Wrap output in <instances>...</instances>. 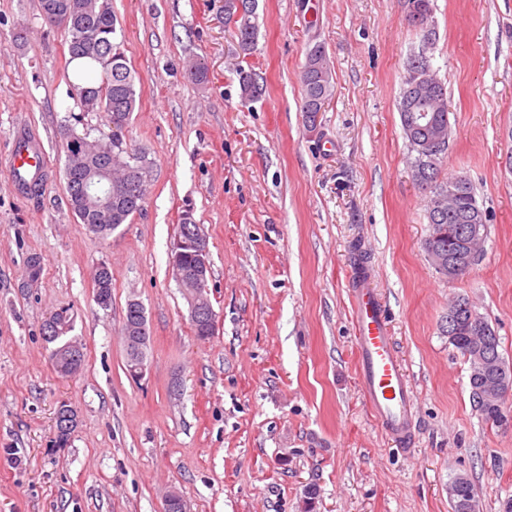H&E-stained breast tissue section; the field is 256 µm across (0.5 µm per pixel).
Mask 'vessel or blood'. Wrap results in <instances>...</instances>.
<instances>
[{
	"mask_svg": "<svg viewBox=\"0 0 512 512\" xmlns=\"http://www.w3.org/2000/svg\"><path fill=\"white\" fill-rule=\"evenodd\" d=\"M15 178L44 169L39 143L29 142L12 151ZM351 302V319L356 330L357 367L364 396L372 416L397 449L411 451L416 440L417 394L399 360L385 306L368 288L362 270Z\"/></svg>",
	"mask_w": 512,
	"mask_h": 512,
	"instance_id": "1",
	"label": "vessel or blood"
}]
</instances>
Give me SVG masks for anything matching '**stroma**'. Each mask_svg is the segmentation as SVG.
<instances>
[{
  "mask_svg": "<svg viewBox=\"0 0 512 512\" xmlns=\"http://www.w3.org/2000/svg\"><path fill=\"white\" fill-rule=\"evenodd\" d=\"M112 7L140 91L123 139L151 162L152 181L143 211L104 241L66 203L57 131L107 137L108 116L72 95L64 34L45 26L39 0H0V512H162L170 490L190 512H452L460 475L480 512H500L512 497V419L481 418L445 326L449 300L468 297L512 364V0H432L428 45L405 0H258L245 60L266 89L253 103L240 97L224 0ZM317 43L334 97L308 122L298 74ZM421 52L448 89L443 172L468 177L490 215L483 256L455 281L424 249L431 227L397 109ZM199 58L205 85L187 75ZM29 137L46 155L37 196L12 173L10 148ZM187 212L211 260L206 340L168 263ZM358 256L417 392L409 453L361 391L349 288ZM102 263L113 275L106 309L94 298ZM131 299L149 336L138 380L121 339ZM60 309L85 353L67 378L42 334ZM63 402L79 422L61 441Z\"/></svg>",
  "mask_w": 512,
  "mask_h": 512,
  "instance_id": "35a3bbf8",
  "label": "stroma"
}]
</instances>
